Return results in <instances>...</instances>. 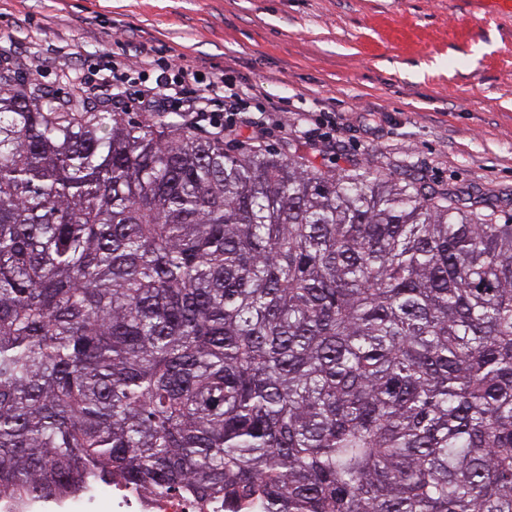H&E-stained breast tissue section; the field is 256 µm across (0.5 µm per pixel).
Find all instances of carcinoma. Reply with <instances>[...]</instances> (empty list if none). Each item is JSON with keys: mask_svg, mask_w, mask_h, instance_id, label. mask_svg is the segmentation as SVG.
Instances as JSON below:
<instances>
[{"mask_svg": "<svg viewBox=\"0 0 512 512\" xmlns=\"http://www.w3.org/2000/svg\"><path fill=\"white\" fill-rule=\"evenodd\" d=\"M512 512V217L0 70V495Z\"/></svg>", "mask_w": 512, "mask_h": 512, "instance_id": "cac0c4a2", "label": "carcinoma"}]
</instances>
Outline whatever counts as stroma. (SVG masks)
I'll return each mask as SVG.
<instances>
[{
  "mask_svg": "<svg viewBox=\"0 0 512 512\" xmlns=\"http://www.w3.org/2000/svg\"><path fill=\"white\" fill-rule=\"evenodd\" d=\"M145 44L270 111V135L229 134L227 150L299 144L322 169L415 176L512 217V13L481 0H0L12 70L63 100L92 98L116 62L125 93L156 79L137 64ZM331 118L335 141L313 140Z\"/></svg>",
  "mask_w": 512,
  "mask_h": 512,
  "instance_id": "35a3bbf8",
  "label": "stroma"
}]
</instances>
